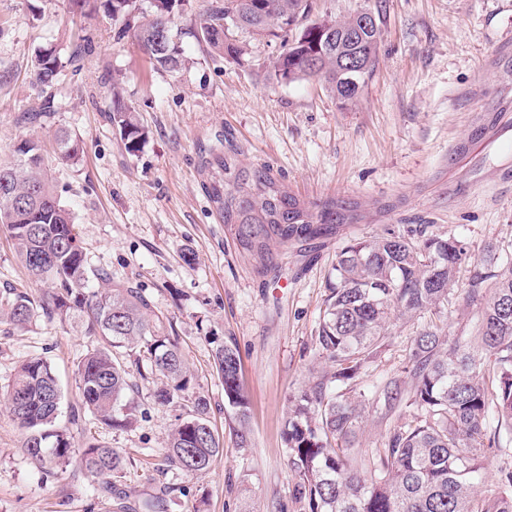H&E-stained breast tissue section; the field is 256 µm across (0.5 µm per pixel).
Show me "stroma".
Here are the masks:
<instances>
[{
	"label": "stroma",
	"instance_id": "obj_1",
	"mask_svg": "<svg viewBox=\"0 0 512 512\" xmlns=\"http://www.w3.org/2000/svg\"><path fill=\"white\" fill-rule=\"evenodd\" d=\"M382 5L378 64L358 99L342 104L322 82L280 83L267 76L275 44L240 34L241 60L182 39L187 58L176 72L154 69L104 12L73 13L69 0H0V161L25 137L43 145L53 183L76 216L75 230L92 266L113 282L145 288L153 317L173 325L193 373L185 398H154L158 376L140 377L135 355L124 362L138 391L133 428L109 430L69 423L80 396L78 361L88 343L78 317H39L18 328L0 319V512H108L93 479L71 461L61 479L43 478L24 453V432L7 395L17 367L40 357L59 378L58 425L76 445L95 437L135 465L125 480L132 507L172 486L158 512H302L291 497L283 430L288 396L326 368L312 334L336 254L349 241L419 225L462 242L471 256L493 243L512 247V182L488 184L502 158L496 148L458 154L482 115L512 120V0H313L312 19L341 18ZM90 45L61 86L64 106L51 119L27 124L44 93L31 65L38 47L55 44L69 57L82 37ZM120 88L148 131L128 152L106 105ZM79 138V163L59 159L55 137ZM239 169L268 168L301 199L351 202L354 223L310 245L272 249L274 267L243 253L210 198L213 156ZM30 283L13 241L0 226V288ZM420 319L397 322L388 345L359 380L362 389L402 376ZM232 341L240 384L249 401V447H237L235 419L213 363L216 346ZM205 396L210 425L224 453L204 473L163 466L169 429L191 399Z\"/></svg>",
	"mask_w": 512,
	"mask_h": 512
}]
</instances>
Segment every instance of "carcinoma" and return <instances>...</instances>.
I'll use <instances>...</instances> for the list:
<instances>
[{
	"instance_id": "obj_1",
	"label": "carcinoma",
	"mask_w": 512,
	"mask_h": 512,
	"mask_svg": "<svg viewBox=\"0 0 512 512\" xmlns=\"http://www.w3.org/2000/svg\"><path fill=\"white\" fill-rule=\"evenodd\" d=\"M138 0H101L103 12L125 24L117 39L133 37L154 65L176 72L185 59L173 32L174 16L185 0H153L154 12L137 26ZM312 0H224L208 7L193 36L212 50L234 60L244 53L238 34L279 41L269 62L270 76L288 73L289 81L317 79L350 103L359 91L338 74L340 56L358 57L366 64L360 86L377 64L381 29L363 38L343 40L321 53L324 36L308 21ZM297 33L290 35L288 27ZM85 46L64 60L57 48L37 50L33 67L37 82L53 89L67 67L75 65ZM60 99L49 94L41 110L23 118L38 122L59 111ZM112 126L125 148L137 152L147 132L120 92L112 90L107 106ZM61 157L73 164L82 157L80 139L58 136ZM210 166L224 172V184L211 187V198L234 225L240 249L269 259L271 244L306 243L342 224L345 208L334 198L311 203L292 194L257 169L233 171L234 163L217 156ZM0 225L7 228L17 255L31 278L48 291L39 297L4 288L0 316L25 327L40 315L64 320L75 312L90 341L78 364L80 400L71 423L86 416L110 429H126L137 421L122 350L137 349L138 360L164 378L155 399L169 404L189 389L192 377L178 337L163 321L149 318L150 302L143 290L127 282L112 284L107 271L92 266L75 233V217L54 189L39 141L24 138L14 144L12 158L0 162ZM470 267L464 284L466 304H479L480 315L471 336H448L429 321L416 331L401 382L389 378L365 391L356 379L392 335L395 321L405 316L440 315L448 308L462 265ZM335 281L312 336L315 354L332 371L288 396L284 443L295 477L292 496L304 512H512V462L497 468L495 489L477 486L486 475L489 450L502 448L512 434V257L490 244L474 258L453 237L427 233L388 232L357 239L336 254ZM213 361L224 386L225 404L235 412L233 435L239 447L250 442L248 401L239 383L240 356L229 341L216 348ZM61 390L48 363L24 362L8 394L9 411L25 431L24 452L49 478L67 469L74 452L72 436L54 428ZM381 404L392 416L409 410V419L386 434L370 459L359 458V433L366 405ZM209 402L198 396L192 411L169 432L166 466L197 473L207 470L224 444L209 420ZM82 469L95 480L93 494L130 512L119 482L131 463L116 449L89 443L80 451Z\"/></svg>"
}]
</instances>
